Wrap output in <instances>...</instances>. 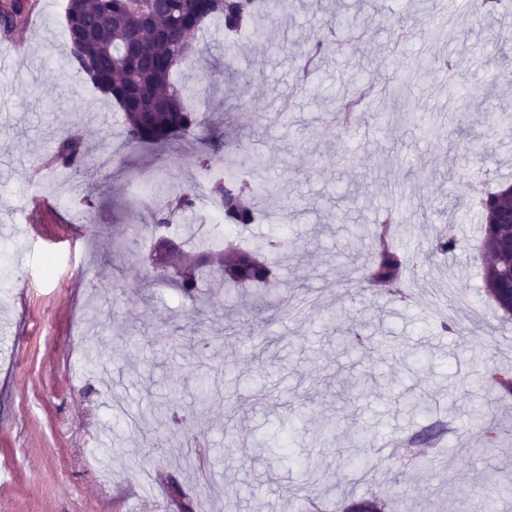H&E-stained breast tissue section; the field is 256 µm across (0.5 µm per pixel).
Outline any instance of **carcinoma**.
Listing matches in <instances>:
<instances>
[{
  "mask_svg": "<svg viewBox=\"0 0 512 512\" xmlns=\"http://www.w3.org/2000/svg\"><path fill=\"white\" fill-rule=\"evenodd\" d=\"M265 15L257 11V0H67V42L78 43L80 54H69L70 64L77 73L90 81L104 95L111 97L124 113L131 141L153 147L172 140L186 141L204 123V113L188 103L189 91L177 79L183 67L196 63L197 58L181 53L182 29L198 30L211 18L220 20L229 39V50L238 44L234 37L245 31H263L260 20L271 22L282 6V0H265ZM512 8V0H481L479 11L492 16ZM30 11L27 0H8L0 6V25L12 28ZM327 41L316 38L298 49L305 76L313 77L316 61L326 52ZM367 83L359 95L336 98V112L342 124L360 117L361 103L371 91ZM81 160L78 138L69 136L58 146L55 161L63 169L74 167ZM205 172L215 164L224 165V175L207 183L210 202L224 215V224L248 234L258 219L255 197L273 195L270 182L245 178L243 167L253 171L258 161L240 153L233 139H213L202 151ZM154 204L148 210L150 223L145 228L157 232L167 229L183 213L197 205V196L189 188L166 186L152 193ZM482 241L490 252L483 268L487 292L496 308L512 315V254L502 248V242L512 239V225L495 223L496 216L512 208V185H501L484 193ZM384 216L374 230L364 229L373 251L370 262L361 269L360 282L369 287L393 288L402 279L433 255L454 257L465 251L466 241L458 237L453 225L436 234L430 247L421 253L408 254L391 243V225L399 213L391 206L383 208ZM213 229H208L206 243L193 258L194 271H182L184 251H176L174 260L163 259L154 266L153 282L172 286L183 296L195 299L198 283L196 271L210 266L216 269L224 287L268 286L277 280L276 258L281 242L254 240L248 248L231 244L216 245L211 241ZM493 401H512V370L494 366L484 377ZM470 425L484 436L485 445L493 448L499 435L506 431L494 417L477 407L470 416ZM319 463L309 461L304 467L306 481L288 500L301 495L319 496L324 493L318 476Z\"/></svg>",
  "mask_w": 512,
  "mask_h": 512,
  "instance_id": "1",
  "label": "carcinoma"
}]
</instances>
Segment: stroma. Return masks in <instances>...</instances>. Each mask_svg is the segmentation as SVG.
<instances>
[{
	"label": "stroma",
	"mask_w": 512,
	"mask_h": 512,
	"mask_svg": "<svg viewBox=\"0 0 512 512\" xmlns=\"http://www.w3.org/2000/svg\"><path fill=\"white\" fill-rule=\"evenodd\" d=\"M67 0H30L23 25L0 30V512H292L300 463L320 460L331 498L360 499L393 486L413 512H483L487 479L512 472V436L485 448L467 426L492 349L512 331L486 296L479 227L489 181L512 184V134L487 121L512 113V10L481 16L475 0H310L284 10L262 39L224 55L218 21L194 33L201 62L189 83L209 97V129L232 134L260 159L254 176L274 183L273 218L253 239L279 238L286 288L224 291L210 277L195 303L150 284V247L106 246L141 230L138 174L155 153L124 140L118 106L70 73ZM358 14L356 37L331 33L330 19ZM328 37L316 82L297 91V43ZM459 59V106L433 62ZM259 70L251 82L242 71ZM372 80L379 94L358 133L338 128L328 95ZM283 122L263 125L270 106ZM439 126L422 137L416 115ZM82 136L79 172H48L62 138ZM167 183L192 187L197 149L164 151ZM404 216L398 246L427 248L447 227L470 251L433 257L418 277L448 284L465 303L454 312L467 334L438 327L432 294L403 299L362 288L369 225L388 191ZM93 195V219L67 224L71 203ZM304 238L303 256L294 242ZM366 322L374 342L347 353L339 325ZM219 378L222 396L196 403L200 380ZM367 381L349 391L352 378ZM430 394L432 407L410 403ZM245 403L239 424L231 405ZM361 432L366 454L354 472L339 441L319 445L326 422ZM430 434L400 465L381 443Z\"/></svg>",
	"instance_id": "35a3bbf8"
}]
</instances>
